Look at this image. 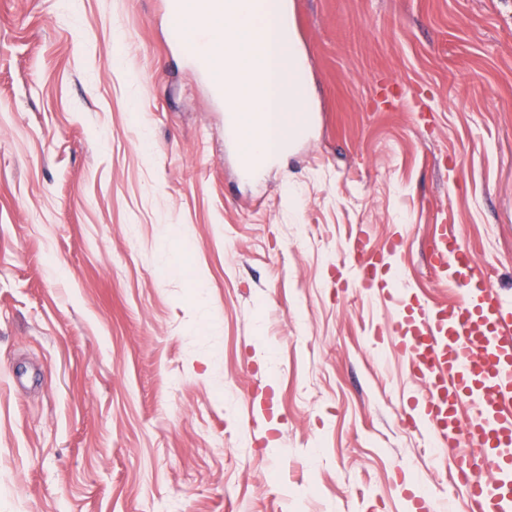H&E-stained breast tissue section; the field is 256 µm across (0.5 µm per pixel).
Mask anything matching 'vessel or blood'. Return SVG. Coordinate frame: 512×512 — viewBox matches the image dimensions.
Listing matches in <instances>:
<instances>
[{"label": "vessel or blood", "mask_w": 512, "mask_h": 512, "mask_svg": "<svg viewBox=\"0 0 512 512\" xmlns=\"http://www.w3.org/2000/svg\"><path fill=\"white\" fill-rule=\"evenodd\" d=\"M359 286L383 285L396 241L374 249L356 238ZM430 268L454 293L449 304L405 309L396 345L424 388L417 412L437 446H452L449 469L471 512H512V321L492 276L447 225L434 227Z\"/></svg>", "instance_id": "1"}]
</instances>
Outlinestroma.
Masks as SVG:
<instances>
[{
	"instance_id": "35a3bbf8",
	"label": "stroma",
	"mask_w": 512,
	"mask_h": 512,
	"mask_svg": "<svg viewBox=\"0 0 512 512\" xmlns=\"http://www.w3.org/2000/svg\"><path fill=\"white\" fill-rule=\"evenodd\" d=\"M291 4L312 125L245 179L161 0H0V512L465 502L382 332L438 224L512 310V0ZM398 247V243L394 240L388 241L378 249L369 247L363 237L353 241L351 250L357 258L359 288L364 290L384 288L382 272L389 259L399 255Z\"/></svg>"
}]
</instances>
